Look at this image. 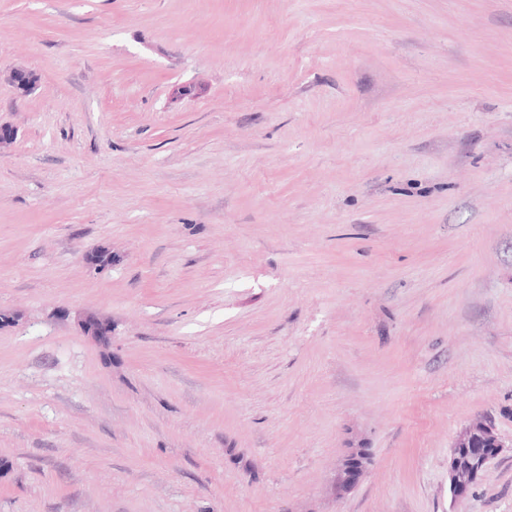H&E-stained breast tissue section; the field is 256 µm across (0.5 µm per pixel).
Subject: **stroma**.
Instances as JSON below:
<instances>
[{
	"label": "stroma",
	"instance_id": "1",
	"mask_svg": "<svg viewBox=\"0 0 512 512\" xmlns=\"http://www.w3.org/2000/svg\"><path fill=\"white\" fill-rule=\"evenodd\" d=\"M0 124V512H512V0H0ZM78 325L84 336H89L102 344L108 336H112V323L95 315L80 317ZM481 435L483 439L494 448H490L496 454L503 444L496 433L494 425L489 420L471 423L465 427L458 436L450 455L449 461V483L450 489L455 497L460 498L469 491V479L471 476H481L485 465L492 457L487 453H480L463 465L460 451L463 448H471L470 444L474 435ZM368 464L364 448L350 449L336 476V494H344L355 486L365 475Z\"/></svg>",
	"mask_w": 512,
	"mask_h": 512
}]
</instances>
